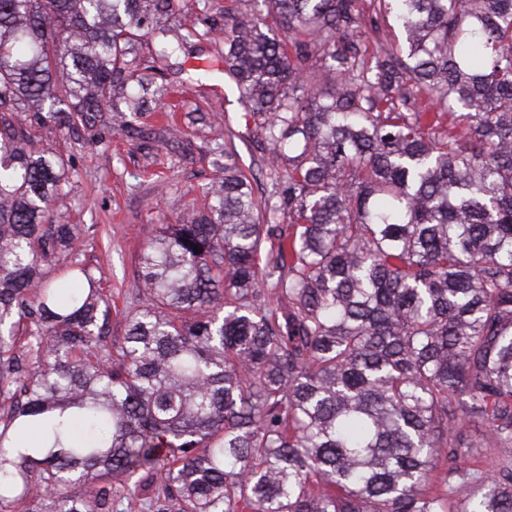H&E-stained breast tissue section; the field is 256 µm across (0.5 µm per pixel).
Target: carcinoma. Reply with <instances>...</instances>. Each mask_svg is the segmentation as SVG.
<instances>
[{"label": "carcinoma", "instance_id": "cac0c4a2", "mask_svg": "<svg viewBox=\"0 0 512 512\" xmlns=\"http://www.w3.org/2000/svg\"><path fill=\"white\" fill-rule=\"evenodd\" d=\"M206 2L0 0V108L150 111L206 41L194 75L232 78L283 164L259 200L214 149L224 177L143 249L113 353L54 220L65 163L0 125V508L112 512V480L151 512H512V467L475 465L512 448V0L180 20ZM31 431L44 447H16Z\"/></svg>", "mask_w": 512, "mask_h": 512}]
</instances>
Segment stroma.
Wrapping results in <instances>:
<instances>
[{"mask_svg":"<svg viewBox=\"0 0 512 512\" xmlns=\"http://www.w3.org/2000/svg\"><path fill=\"white\" fill-rule=\"evenodd\" d=\"M166 82L172 92L164 106L138 113L123 130L115 129L109 109L69 125L39 124L27 112L12 117L16 128L66 164L69 204L60 221L79 225L80 257L112 297L108 343L114 348L143 299L138 259L145 245L160 225L177 223L217 176L210 153L215 139L233 137L241 166L257 175V195L271 189V149L248 134L249 115L235 84H199L176 65ZM201 112L207 122L198 121Z\"/></svg>","mask_w":512,"mask_h":512,"instance_id":"obj_1","label":"stroma"}]
</instances>
